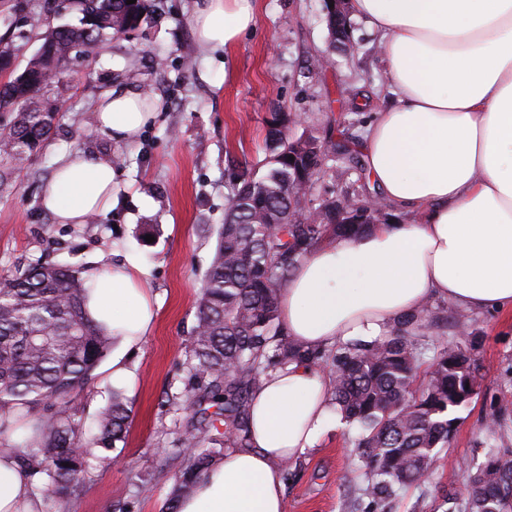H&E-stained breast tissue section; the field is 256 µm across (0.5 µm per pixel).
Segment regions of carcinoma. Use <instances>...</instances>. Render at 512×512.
I'll list each match as a JSON object with an SVG mask.
<instances>
[{"mask_svg": "<svg viewBox=\"0 0 512 512\" xmlns=\"http://www.w3.org/2000/svg\"><path fill=\"white\" fill-rule=\"evenodd\" d=\"M150 0H87L74 26L46 29L41 39L58 54L55 83L70 79L72 50L90 55L112 34H130L149 17ZM28 99L0 87V110L16 108L0 124V195L12 174L49 139L54 116L24 111ZM272 118L265 147L266 170L238 176L224 210L214 258L197 304L188 339L184 388L167 396V406L188 420L176 443L189 449L166 512L192 493L195 481L226 448L249 441L251 394L261 377L291 363L326 372L332 401L346 423L359 430L358 470L374 509L400 489L429 481L439 449L448 446L455 412L482 383L464 348L429 335L428 309L399 321L390 336L369 343L348 342L306 350L290 339L278 318V300L297 263L331 237L356 235L374 224L363 199L343 202L336 223H306L298 213L321 178L331 179L324 144L314 137L290 138ZM85 267L37 259L0 281V438L21 421L30 432L15 449L21 466L37 477L35 494L45 503L78 496L81 479L100 448L126 437L132 409L122 390L112 389L86 433L75 396L90 386L109 349L112 333L88 318ZM427 380L414 389L419 369ZM512 512V450L491 451L468 476L455 512Z\"/></svg>", "mask_w": 512, "mask_h": 512, "instance_id": "obj_1", "label": "carcinoma"}]
</instances>
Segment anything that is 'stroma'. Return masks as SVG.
<instances>
[{"label":"stroma","instance_id":"35a3bbf8","mask_svg":"<svg viewBox=\"0 0 512 512\" xmlns=\"http://www.w3.org/2000/svg\"><path fill=\"white\" fill-rule=\"evenodd\" d=\"M194 0H153L147 21L132 35H115L96 58L75 57L69 83L52 89L59 103L53 135L0 196V277L41 258L79 263L97 272L133 259L157 308L142 348L127 357L133 381L124 392L132 417L124 444L102 452L84 476L80 497L60 512H162L183 461L175 440L179 416L164 404L185 376L187 338L195 323L201 280L217 245L224 209L243 168H260L271 117L288 113L289 137L311 134L324 143L342 135L363 140L375 113L393 103L379 37L352 19L351 52L314 66L329 46L325 0H256V22L227 49H206L193 30ZM131 85L152 96L153 122L132 142L97 131L95 112L112 89ZM83 150L120 157L111 207L84 224H57L44 212L41 190L60 159ZM335 183L317 184L321 202L375 195L365 170L341 155L327 156ZM442 300L428 320L469 349L481 388L459 410L430 483L400 490L384 512H445L448 494L462 493L465 467H478L488 447L512 449V309L470 317L468 333L454 326ZM112 359L79 398L86 425L108 402ZM502 410L506 425L488 435L486 416ZM355 431H326L315 448L284 472L285 512H363L368 500L355 457ZM153 492L141 496L139 483Z\"/></svg>","mask_w":512,"mask_h":512}]
</instances>
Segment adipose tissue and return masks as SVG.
<instances>
[{
  "label": "adipose tissue",
  "mask_w": 512,
  "mask_h": 512,
  "mask_svg": "<svg viewBox=\"0 0 512 512\" xmlns=\"http://www.w3.org/2000/svg\"><path fill=\"white\" fill-rule=\"evenodd\" d=\"M382 39L395 103L367 126V170L396 219L333 238L297 264L278 306L305 349L369 342L441 298L470 312L512 307V0H351ZM254 0H196L202 47L234 45L255 24ZM145 95L113 89L95 114L112 139L153 120ZM110 157H64L41 206L83 224L112 203ZM87 312L112 330V382L133 378L123 353L140 347L156 312L135 263L90 273ZM330 380L304 364L268 373L251 402L249 444L228 450L178 512H284L283 465L314 448L335 414ZM36 479L0 448V512H44Z\"/></svg>",
  "instance_id": "obj_1"
}]
</instances>
